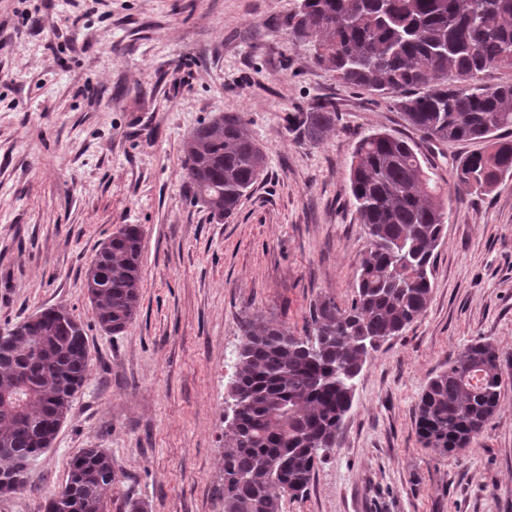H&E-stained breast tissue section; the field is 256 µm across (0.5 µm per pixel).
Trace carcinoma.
Here are the masks:
<instances>
[{
  "mask_svg": "<svg viewBox=\"0 0 512 512\" xmlns=\"http://www.w3.org/2000/svg\"><path fill=\"white\" fill-rule=\"evenodd\" d=\"M288 18L314 63L342 83L380 95L428 142L484 141L461 158L448 189L489 191L512 175V84L487 86L491 68L512 69V0H301ZM336 125V106L318 99L288 113V132L317 143ZM266 158L238 115L195 129L184 170L192 199L226 218L256 183ZM408 140L386 132L357 142L350 191L369 246L350 306L330 297L310 309L306 334L260 315L242 321L229 392L241 399L224 448V512H283L304 494L336 447L354 380L370 351L426 310L434 252L443 233V187ZM143 231L118 229L87 267L84 288L98 324L122 332L137 312ZM83 326L51 307L0 335V483L27 487L30 461L50 448L89 370ZM512 359L477 340L448 357L416 406L420 442L442 454L469 446L496 413ZM116 479L112 454L84 448L45 512H107Z\"/></svg>",
  "mask_w": 512,
  "mask_h": 512,
  "instance_id": "carcinoma-1",
  "label": "carcinoma"
}]
</instances>
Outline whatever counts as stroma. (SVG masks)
Listing matches in <instances>:
<instances>
[{
    "label": "stroma",
    "instance_id": "stroma-1",
    "mask_svg": "<svg viewBox=\"0 0 512 512\" xmlns=\"http://www.w3.org/2000/svg\"><path fill=\"white\" fill-rule=\"evenodd\" d=\"M297 0H0V331L47 307L81 322L87 379L28 490L0 512H44L85 448L114 460L109 512H224V409L239 326L253 315L303 335L329 296L350 304L368 239L349 190L356 141L410 139L451 182L479 142H423L390 99L318 67L286 19ZM321 97L319 144L288 113ZM239 114L266 169L234 213L193 202L183 162L201 123ZM143 230L139 308L99 326L85 271L122 225ZM425 313L372 352L337 446L283 512H512V374L468 448L423 447L415 408L463 345L512 355V176L454 194ZM336 125V106L329 99H318L302 112L288 113V130L295 138L317 143Z\"/></svg>",
    "mask_w": 512,
    "mask_h": 512
}]
</instances>
